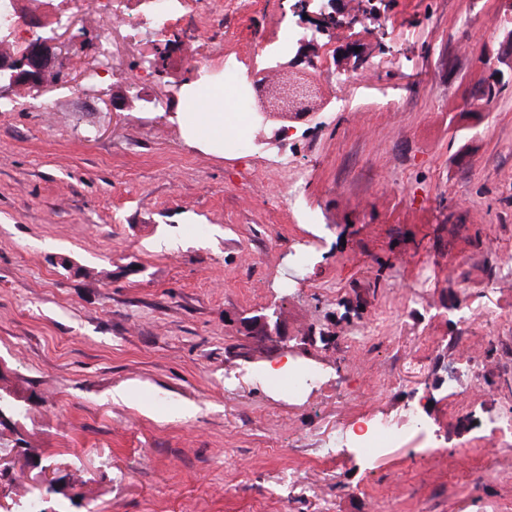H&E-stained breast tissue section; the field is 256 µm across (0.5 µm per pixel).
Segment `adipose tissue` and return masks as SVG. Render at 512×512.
<instances>
[{"mask_svg":"<svg viewBox=\"0 0 512 512\" xmlns=\"http://www.w3.org/2000/svg\"><path fill=\"white\" fill-rule=\"evenodd\" d=\"M248 127L247 113L234 109L220 84L193 95L184 116L185 133L193 141L216 149L225 139L244 135Z\"/></svg>","mask_w":512,"mask_h":512,"instance_id":"1","label":"adipose tissue"}]
</instances>
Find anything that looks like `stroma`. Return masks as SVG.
<instances>
[{"instance_id":"35a3bbf8","label":"stroma","mask_w":512,"mask_h":512,"mask_svg":"<svg viewBox=\"0 0 512 512\" xmlns=\"http://www.w3.org/2000/svg\"><path fill=\"white\" fill-rule=\"evenodd\" d=\"M295 2H177L159 37L156 0H14L108 67L73 94L56 47V87L0 105V384L27 399L0 455L53 459L47 512H512V438L487 430L512 417V86L467 110L496 0H370L378 23L296 66L333 107L190 143L179 114L225 60L277 80L253 50ZM272 310L286 348L239 335ZM284 359L318 380L289 395ZM367 418L402 441L341 446Z\"/></svg>"}]
</instances>
